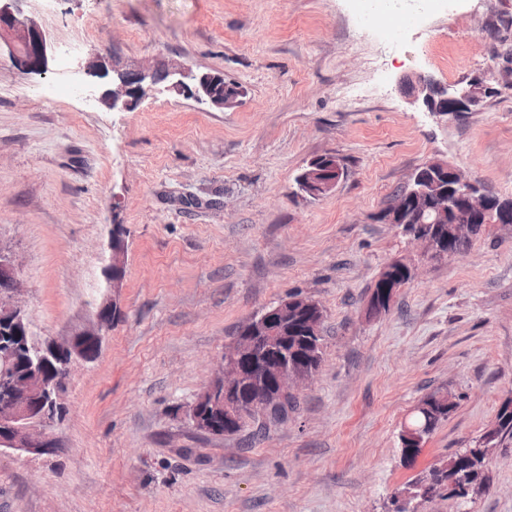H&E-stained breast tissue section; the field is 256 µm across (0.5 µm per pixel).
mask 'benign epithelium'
Masks as SVG:
<instances>
[{
    "label": "benign epithelium",
    "mask_w": 512,
    "mask_h": 512,
    "mask_svg": "<svg viewBox=\"0 0 512 512\" xmlns=\"http://www.w3.org/2000/svg\"><path fill=\"white\" fill-rule=\"evenodd\" d=\"M21 0H0V52L8 50L9 57L20 69L44 74L52 46L37 20L18 7ZM166 72L167 89L187 91L196 100L222 109L233 105L242 94L240 86L224 81L218 74H195L181 63H173ZM512 71L499 68L492 58L482 74L461 87L442 85L429 76L420 75L414 83V99L427 111L441 114L444 109L432 103L431 96L441 91L454 112H472L498 89L495 83L506 79ZM154 69L143 67L127 71L112 67V86L103 90L99 100L114 111H126L133 101L150 89ZM344 167L332 156L311 160L297 176L298 190L310 197H321L344 177ZM452 220L448 234L457 238L474 236L475 225L496 223L512 228V199L494 197L473 184L458 167L448 163L428 162L412 175L398 200L383 213L387 224L403 227L410 240L419 245L424 255H444L443 244L427 230L443 217ZM112 262L108 275L112 287H120L125 259V241L119 229H112ZM417 272L405 270V276L384 278L382 287L394 298L399 288L414 279ZM20 270L9 248L0 244V361L9 371L0 382L7 393L0 403V451L12 450L31 456L47 455L59 445L55 429L59 424L56 413L46 407L49 389L59 385L61 378H70L73 367L85 361L79 342L85 336L103 339L112 321L120 314L115 299L106 297L99 306L96 321L88 328L61 339H49L32 345L37 363L24 364L21 372L15 365L20 347L31 335ZM316 302L302 295L280 300L247 320L233 344L224 352L207 387L186 409L191 426L201 433L215 432L208 409L220 410L231 419L244 412L224 406V395L246 384H257L271 396L284 399L307 385L313 374L288 355L279 341L288 332V316L309 309Z\"/></svg>",
    "instance_id": "obj_1"
}]
</instances>
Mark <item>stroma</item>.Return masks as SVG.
<instances>
[{
  "label": "stroma",
  "instance_id": "35a3bbf8",
  "mask_svg": "<svg viewBox=\"0 0 512 512\" xmlns=\"http://www.w3.org/2000/svg\"><path fill=\"white\" fill-rule=\"evenodd\" d=\"M51 45L76 42L79 87L0 57V243L10 246L37 340L74 333L104 297L121 313L97 360L76 365L51 455L0 453V512H395L404 487L445 463L512 397V230L495 224L461 257L425 258L382 213L440 161L512 197V84L479 110L438 116L411 77L467 83L490 57L512 68V0H451L391 31L349 0H22ZM223 75L219 110L146 93L115 112L86 64ZM319 156L345 176L320 198L295 178ZM120 288L105 278L113 226ZM417 277L390 309L366 306L379 271ZM291 293L324 311V354L296 411L265 434L197 432L185 410L241 324ZM458 406L414 463L399 435L419 400ZM491 482L459 506L512 512V441Z\"/></svg>",
  "mask_w": 512,
  "mask_h": 512
}]
</instances>
